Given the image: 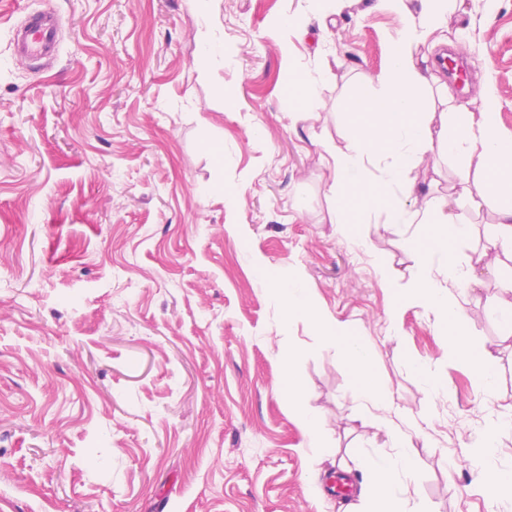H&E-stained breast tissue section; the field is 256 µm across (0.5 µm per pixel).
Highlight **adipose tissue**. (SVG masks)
<instances>
[{
  "label": "adipose tissue",
  "instance_id": "adipose-tissue-1",
  "mask_svg": "<svg viewBox=\"0 0 512 512\" xmlns=\"http://www.w3.org/2000/svg\"><path fill=\"white\" fill-rule=\"evenodd\" d=\"M421 4L418 24L388 46V62L374 87L352 100L340 143L327 149L336 173L332 221L345 237L358 240L364 234V213L377 210L392 234L410 235L421 265L413 299L439 318L446 346L458 353L467 345L460 295L482 286L488 274L501 282L495 300L502 315L500 330L512 336V139L503 134L492 106L456 104L451 89L428 73L426 59L419 54L420 46L442 36L443 20L458 8L459 0ZM433 151L447 156L456 182L448 195L422 198L413 172ZM485 205L496 215V231L465 265H458L454 246L469 231L470 211ZM282 303L287 315L302 313L319 324L325 341L357 363L352 375L355 398L378 411L396 441L394 454L360 463L370 475L359 488L365 512H419L402 493L414 450L390 416V395L364 365L361 337L318 311L305 289H289Z\"/></svg>",
  "mask_w": 512,
  "mask_h": 512
}]
</instances>
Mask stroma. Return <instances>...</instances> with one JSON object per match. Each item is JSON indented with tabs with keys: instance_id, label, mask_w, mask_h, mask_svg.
Masks as SVG:
<instances>
[{
	"instance_id": "obj_1",
	"label": "stroma",
	"mask_w": 512,
	"mask_h": 512,
	"mask_svg": "<svg viewBox=\"0 0 512 512\" xmlns=\"http://www.w3.org/2000/svg\"><path fill=\"white\" fill-rule=\"evenodd\" d=\"M358 0H0V512H354L339 474L391 451L356 406L352 369L281 289H308L368 347L410 431L404 495L427 512H512L473 484L484 430L512 416V338L493 288L466 295L470 346L497 358L491 394L412 300L409 242L369 215L366 237L331 215L349 98L384 67L418 12ZM60 20L46 67L20 61L14 27ZM294 16L306 35L282 27ZM224 47L209 79L202 32ZM290 55H283V48ZM464 103L489 91L512 134V0H464ZM315 78L320 120L288 110L287 65ZM398 287L382 288L379 261ZM440 381L430 391L408 369ZM292 376L319 418L322 457L288 411Z\"/></svg>"
}]
</instances>
